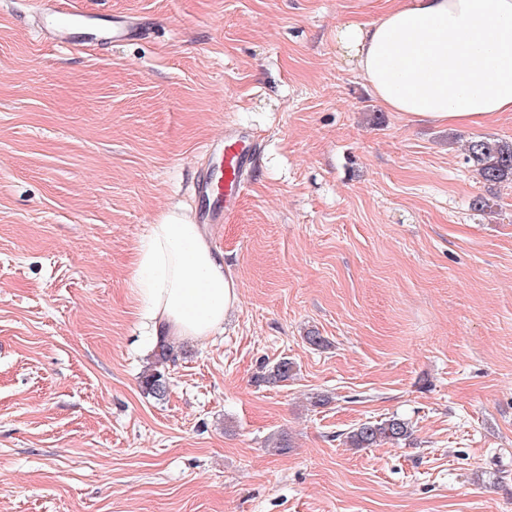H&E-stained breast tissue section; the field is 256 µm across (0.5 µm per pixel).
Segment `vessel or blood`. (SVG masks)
Masks as SVG:
<instances>
[{
    "mask_svg": "<svg viewBox=\"0 0 512 512\" xmlns=\"http://www.w3.org/2000/svg\"><path fill=\"white\" fill-rule=\"evenodd\" d=\"M36 15L46 42L56 46H75L99 41L131 42L143 38L144 27L137 22L120 20L106 26L97 18L75 11L71 0H39ZM219 156L216 167L200 177L196 191L212 201V208L196 215L200 224L222 221L233 213L245 190L253 157V148L241 136L227 135L215 146Z\"/></svg>",
    "mask_w": 512,
    "mask_h": 512,
    "instance_id": "1",
    "label": "vessel or blood"
}]
</instances>
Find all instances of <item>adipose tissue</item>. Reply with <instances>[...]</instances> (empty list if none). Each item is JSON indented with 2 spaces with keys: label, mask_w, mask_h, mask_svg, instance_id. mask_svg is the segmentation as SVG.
I'll use <instances>...</instances> for the list:
<instances>
[{
  "label": "adipose tissue",
  "mask_w": 512,
  "mask_h": 512,
  "mask_svg": "<svg viewBox=\"0 0 512 512\" xmlns=\"http://www.w3.org/2000/svg\"><path fill=\"white\" fill-rule=\"evenodd\" d=\"M336 43L392 111L450 126L512 112V0H392L337 27ZM133 286L151 347L213 335L239 301L222 252L178 209L150 225Z\"/></svg>",
  "instance_id": "1"
}]
</instances>
